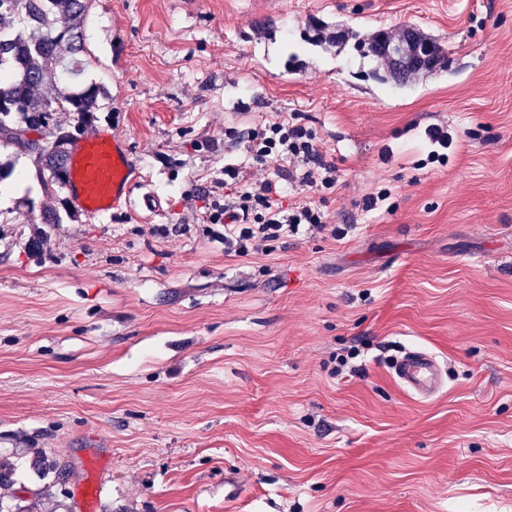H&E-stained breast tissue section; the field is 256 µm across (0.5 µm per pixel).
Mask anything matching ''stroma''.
<instances>
[{
    "instance_id": "1",
    "label": "stroma",
    "mask_w": 512,
    "mask_h": 512,
    "mask_svg": "<svg viewBox=\"0 0 512 512\" xmlns=\"http://www.w3.org/2000/svg\"><path fill=\"white\" fill-rule=\"evenodd\" d=\"M409 26L448 64L398 85L356 46ZM85 34L79 81L109 96L84 132L120 137L162 210L0 205V512H82L96 460V512H512V0H91ZM273 112L340 173L284 205L340 233L228 254L200 221L225 164L279 163L226 133ZM381 185L394 211L365 210ZM413 348L446 369L428 399L386 361ZM425 136L433 149L428 152L427 158L423 160L424 165L435 163L441 166L447 165V150L452 144V140L450 141L448 138V129L444 130L443 127L433 124L425 129ZM444 150H446V153L443 152Z\"/></svg>"
}]
</instances>
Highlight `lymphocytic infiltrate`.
I'll return each mask as SVG.
<instances>
[{
	"mask_svg": "<svg viewBox=\"0 0 512 512\" xmlns=\"http://www.w3.org/2000/svg\"><path fill=\"white\" fill-rule=\"evenodd\" d=\"M243 137L252 164L276 159L284 167L278 176L244 184L238 166L225 165L224 194L211 201L206 213L208 223L224 227L225 252L259 253L269 242L325 230L328 217L316 205L287 208L281 201V184L287 180L314 192L338 185L336 166L326 159L314 133L295 119L276 114L247 129Z\"/></svg>",
	"mask_w": 512,
	"mask_h": 512,
	"instance_id": "obj_1",
	"label": "lymphocytic infiltrate"
}]
</instances>
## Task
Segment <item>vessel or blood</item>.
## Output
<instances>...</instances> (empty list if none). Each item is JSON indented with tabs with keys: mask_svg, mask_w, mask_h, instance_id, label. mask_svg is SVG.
<instances>
[{
	"mask_svg": "<svg viewBox=\"0 0 512 512\" xmlns=\"http://www.w3.org/2000/svg\"><path fill=\"white\" fill-rule=\"evenodd\" d=\"M130 162L121 140L103 133L84 139L68 161L66 188L74 205L93 223H103L113 209L129 203ZM398 382L428 398L444 385L443 369L428 352L412 350L394 366Z\"/></svg>",
	"mask_w": 512,
	"mask_h": 512,
	"instance_id": "obj_1",
	"label": "vessel or blood"
}]
</instances>
